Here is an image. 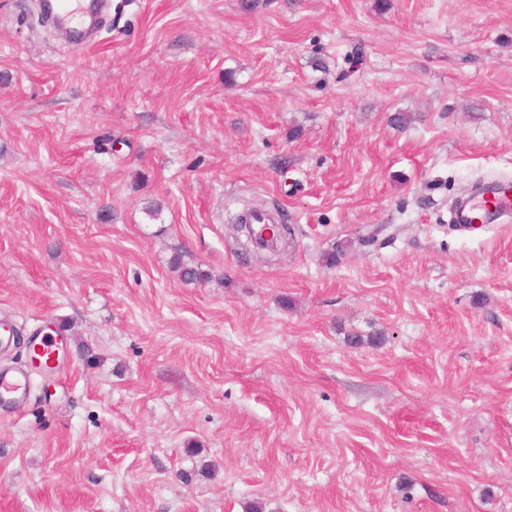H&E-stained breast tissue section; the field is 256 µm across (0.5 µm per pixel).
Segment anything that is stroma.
I'll return each instance as SVG.
<instances>
[{"mask_svg": "<svg viewBox=\"0 0 512 512\" xmlns=\"http://www.w3.org/2000/svg\"><path fill=\"white\" fill-rule=\"evenodd\" d=\"M487 178L512 0H110L89 45L0 0V512H512V218L449 221ZM28 390V374L18 373L6 377L0 373V404L19 401Z\"/></svg>", "mask_w": 512, "mask_h": 512, "instance_id": "1", "label": "stroma"}]
</instances>
